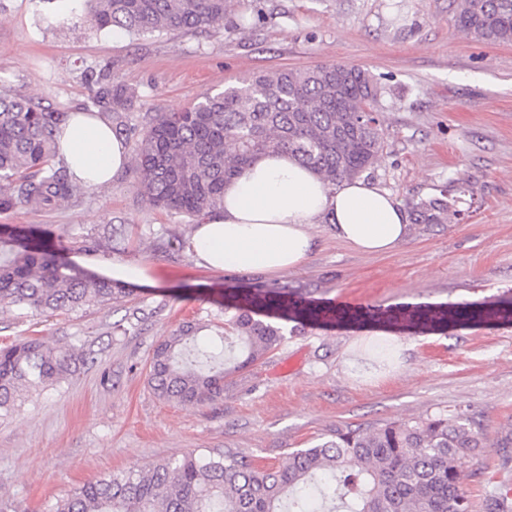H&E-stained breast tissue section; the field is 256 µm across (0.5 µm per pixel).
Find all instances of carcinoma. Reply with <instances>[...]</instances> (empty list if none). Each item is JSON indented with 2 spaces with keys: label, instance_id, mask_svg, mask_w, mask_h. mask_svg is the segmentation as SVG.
Here are the masks:
<instances>
[{
  "label": "carcinoma",
  "instance_id": "cac0c4a2",
  "mask_svg": "<svg viewBox=\"0 0 512 512\" xmlns=\"http://www.w3.org/2000/svg\"><path fill=\"white\" fill-rule=\"evenodd\" d=\"M62 21L81 12L98 32L132 35L196 32L224 22V0H78ZM454 25L477 40L512 43V0H459ZM93 105L126 112L134 92L101 74ZM380 88L356 65L326 64L305 71L256 75L188 107L157 112L139 138L134 167L143 200L189 217L224 206V185L260 156L283 152L327 186L372 169L384 151L376 112ZM62 118L21 95L0 94V209H43L80 188L55 167ZM437 200L412 207L416 224L443 223ZM119 283L76 271L45 238L0 261V307L54 314L118 299ZM224 325L247 350L232 363L224 349L197 347L198 327L183 322L159 341L148 362L158 398L179 404L224 397V378L277 349L280 327L255 318L316 320L324 307L288 300V289H259L239 297ZM95 344L49 348L40 338L0 345V419L19 410L20 392L57 387L81 366L98 363ZM473 417L439 414L390 421L374 429L338 426L288 454L277 469L236 452H189L147 470L129 469L59 498L49 512H310L318 492L323 512H470L457 460L483 447Z\"/></svg>",
  "mask_w": 512,
  "mask_h": 512
}]
</instances>
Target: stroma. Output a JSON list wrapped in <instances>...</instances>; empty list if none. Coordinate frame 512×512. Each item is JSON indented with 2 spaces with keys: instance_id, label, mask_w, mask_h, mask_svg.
Returning a JSON list of instances; mask_svg holds the SVG:
<instances>
[{
  "instance_id": "stroma-1",
  "label": "stroma",
  "mask_w": 512,
  "mask_h": 512,
  "mask_svg": "<svg viewBox=\"0 0 512 512\" xmlns=\"http://www.w3.org/2000/svg\"><path fill=\"white\" fill-rule=\"evenodd\" d=\"M35 10L36 0H0V90L66 114L91 108L90 78L108 72L136 94L129 111L108 117L131 150L155 113L203 92L278 69L363 67L383 89L385 149L369 181L406 206L442 198L451 215L412 225L388 255L356 252L330 224H316L311 258L270 275L210 271L188 250H156L154 241L172 235L191 240L197 221L149 206L131 168L52 208L0 213L1 255L37 234L64 245L79 270L119 262L147 266L152 278L105 306L50 317L0 311V344L37 336L102 350L97 365L25 395L19 413L0 419V500L48 512L86 482L194 449L230 448L276 467L336 426L467 412L485 446L459 461L461 487L471 512H488L494 485L512 486V447L497 445L512 431V45L457 29L453 0H226L223 25L137 37L96 32L79 16L60 27ZM113 230L126 237L122 250L85 249L84 240ZM284 285L292 300L355 298L371 314L282 321V345L227 377L223 399L181 405L152 393L157 341L186 320L215 335L236 296ZM404 307L442 311L447 323L394 325ZM136 308L141 319L128 322ZM123 321L126 331L115 330ZM382 334L405 346L399 369L350 373L351 350Z\"/></svg>"
}]
</instances>
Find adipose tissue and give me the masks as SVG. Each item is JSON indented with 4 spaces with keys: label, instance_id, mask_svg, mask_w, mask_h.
Listing matches in <instances>:
<instances>
[{
    "label": "adipose tissue",
    "instance_id": "obj_1",
    "mask_svg": "<svg viewBox=\"0 0 512 512\" xmlns=\"http://www.w3.org/2000/svg\"><path fill=\"white\" fill-rule=\"evenodd\" d=\"M56 139L57 158L77 184H108L130 164L123 138L99 112L70 113ZM324 220L338 240L365 254L395 252L410 233L406 210L389 191L363 179L331 188L294 159L270 153L225 185L223 208L197 225L190 252L213 271L274 274L310 258V228Z\"/></svg>",
    "mask_w": 512,
    "mask_h": 512
}]
</instances>
